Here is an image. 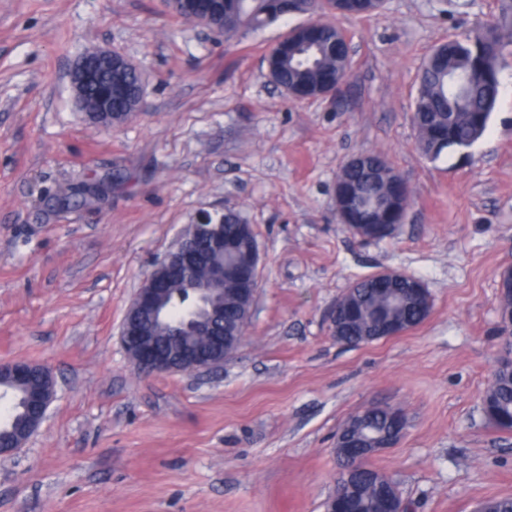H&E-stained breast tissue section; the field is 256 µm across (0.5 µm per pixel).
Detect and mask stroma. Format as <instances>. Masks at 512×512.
I'll use <instances>...</instances> for the list:
<instances>
[{
	"instance_id": "stroma-1",
	"label": "stroma",
	"mask_w": 512,
	"mask_h": 512,
	"mask_svg": "<svg viewBox=\"0 0 512 512\" xmlns=\"http://www.w3.org/2000/svg\"><path fill=\"white\" fill-rule=\"evenodd\" d=\"M501 20L487 132L426 158L411 119L421 62ZM333 22L351 43L346 81L295 100L264 58L297 18L226 42L165 0H0V362L42 365L57 388L30 441L0 458V512H324L336 432L371 404L408 417L368 465L413 512L512 497V433L482 409L512 266V0H386ZM99 49L143 79L140 111L109 129L72 105L71 73ZM365 152L411 189L379 242L336 218V178ZM67 185L88 189L83 206L59 201ZM202 209L253 228V316L221 367L140 375L124 312ZM387 269L425 284L427 319L336 341L337 298Z\"/></svg>"
}]
</instances>
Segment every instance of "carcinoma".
<instances>
[{"label":"carcinoma","mask_w":512,"mask_h":512,"mask_svg":"<svg viewBox=\"0 0 512 512\" xmlns=\"http://www.w3.org/2000/svg\"><path fill=\"white\" fill-rule=\"evenodd\" d=\"M167 7L176 15L190 21H200L216 34L231 41L240 34L267 28L290 16L306 15L317 20L311 32L299 27L288 31L266 57L271 81L287 94L299 93L301 99L324 96L323 83L347 72L350 48L343 32L329 21L341 10L348 16L370 15L379 10L376 0H184ZM505 43L498 27L484 29L463 37L450 36L432 50L419 67L416 95L413 102V122L417 141L423 153L431 159L448 150L470 148L485 134L499 96L500 59ZM126 91L112 96V111L138 112L141 106V75L137 68L125 71ZM340 182L357 195L377 200L379 205L356 208L351 212V224H387V204L395 195L408 201L409 186L399 181L387 163L377 154H365V164L346 166ZM243 221L234 211L224 212V241L237 243V255L230 260L248 264L247 242L241 238ZM372 277L353 283L348 296L336 305V323L349 342L361 344L387 336L388 325L394 322L410 330L425 319L429 308L425 299L414 298L405 291L400 280L392 293L383 297L371 288ZM239 283L227 280L224 291H210L207 298L218 306L229 301ZM195 296L189 285L180 283L172 288L167 303V319L156 321L147 315L141 327L156 339L164 355H170L167 345L168 320L176 316L186 300ZM0 386L10 389L8 406L0 419V438L8 441L29 422L25 399L41 389L44 381L32 376L16 383L9 376L0 377ZM491 404L489 422L499 431L512 432V370L496 367L491 385L483 396V404ZM391 411L372 406L359 412L366 426L379 432L389 430ZM352 491L360 512H377V504L385 494L401 496L397 487L375 470L359 472L353 477Z\"/></svg>","instance_id":"cac0c4a2"}]
</instances>
